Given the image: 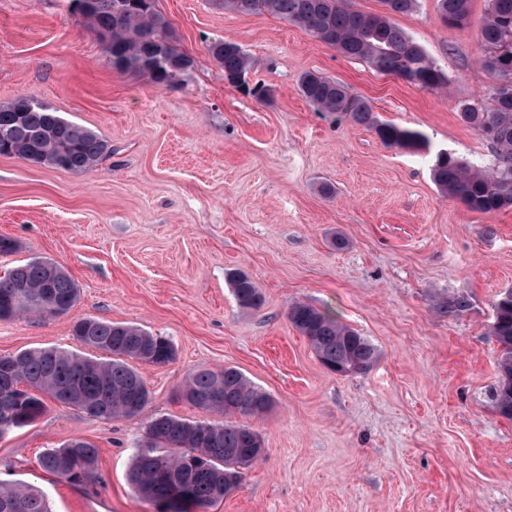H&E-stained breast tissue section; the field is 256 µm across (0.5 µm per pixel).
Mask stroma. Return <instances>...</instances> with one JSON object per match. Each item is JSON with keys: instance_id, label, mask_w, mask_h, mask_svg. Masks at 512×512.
Masks as SVG:
<instances>
[{"instance_id": "stroma-1", "label": "stroma", "mask_w": 512, "mask_h": 512, "mask_svg": "<svg viewBox=\"0 0 512 512\" xmlns=\"http://www.w3.org/2000/svg\"><path fill=\"white\" fill-rule=\"evenodd\" d=\"M181 51L185 83L157 88L112 69L70 0H0V103L31 95L108 141L87 173L0 156V276L35 257L80 290L61 317L0 321V355L78 354L75 321L92 317L170 339L175 358L142 366L144 416L105 420L47 401L0 437V481L42 488L52 512H157L128 481L145 416L221 422L176 396L192 372L238 368L274 407L248 418L266 454L208 512H512V421L495 411L500 348L492 303L512 288V207L469 210L439 190L435 151L487 163L492 149L458 116L491 84L479 34L417 0L397 24L448 77L428 91L342 55L284 20L210 0H156ZM254 61L259 100L229 85L210 41ZM316 71L366 98L385 121L420 130L431 149L386 147L368 128L317 111L298 90ZM334 188L322 195L321 185ZM347 239L336 248L334 237ZM263 303L241 309L229 275ZM466 296L461 316L441 315ZM331 312L379 350L363 374L328 372L288 320L294 302ZM74 437L99 450L94 474L70 483L41 470L43 449Z\"/></svg>"}]
</instances>
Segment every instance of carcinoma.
<instances>
[{"mask_svg": "<svg viewBox=\"0 0 512 512\" xmlns=\"http://www.w3.org/2000/svg\"><path fill=\"white\" fill-rule=\"evenodd\" d=\"M218 9L244 15L267 13L291 23L341 54L367 61L396 77L411 74L412 84L442 91L444 72L395 17L411 11L416 0H381L377 13L353 11L345 0H211ZM489 10L479 35L482 64L494 78L486 97L466 102L458 116L492 148L489 167L450 152L435 155V184L468 209L492 213L512 206V98L500 87L512 82V0H488ZM74 11L90 25L112 68L143 76L155 87L185 81L193 59L182 52L168 19L155 0H72ZM446 25L462 30L470 15V0H438ZM214 61L232 82L252 68V59L235 42L217 39L208 45ZM301 95L320 112H330L373 131L387 147L411 153L428 147L416 130L383 121L368 101L317 72L298 82ZM0 155L46 168L84 173L109 152V145L91 129L66 120L31 95L0 104ZM230 285L238 306L261 304L258 286L245 274L233 273ZM50 293L59 315L77 303L74 280L55 261L31 259L0 277V319L19 316L52 317L44 304ZM470 307L463 295H452L439 312L457 317ZM491 336L500 347V380L493 394L496 412L512 421V288L493 301ZM288 320L310 342L321 364L341 376L369 371L379 350L364 336L320 309L296 302ZM73 337L86 347L110 355L107 360L54 348L25 350L0 359V396L12 412L13 428L32 423L45 409L43 396L101 417L132 418L150 401V391L136 364L161 365L173 360L175 348L164 336L134 325L84 318L73 324ZM184 403L210 413L260 417L272 406L269 393L255 386L235 367L198 370L177 389ZM146 445L129 471L132 488L154 503L157 512H203L242 482L244 470L265 455L259 433L245 425L194 421L171 414L145 423ZM99 451L91 442L73 438L45 449L40 467L68 482H80L98 465ZM0 512H49L44 493L33 485L0 483Z\"/></svg>", "mask_w": 512, "mask_h": 512, "instance_id": "cac0c4a2", "label": "carcinoma"}]
</instances>
